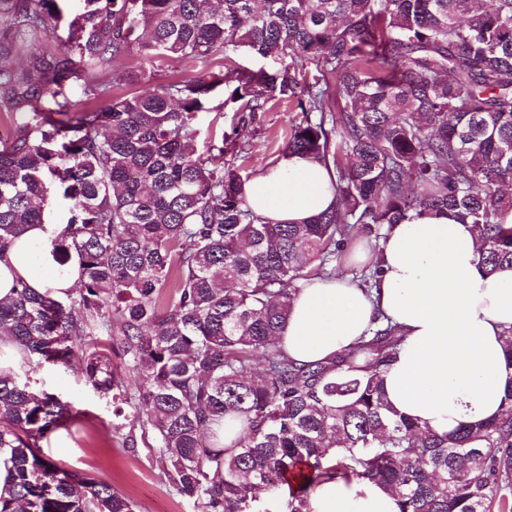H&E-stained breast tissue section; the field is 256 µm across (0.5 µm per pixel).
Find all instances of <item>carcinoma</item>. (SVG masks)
I'll return each mask as SVG.
<instances>
[{"mask_svg":"<svg viewBox=\"0 0 512 512\" xmlns=\"http://www.w3.org/2000/svg\"><path fill=\"white\" fill-rule=\"evenodd\" d=\"M59 2L0 0V250L43 223L60 189L70 218L52 255L79 274L64 303L24 282L0 301V335L29 367L0 374L13 463L0 512H135L40 454L73 417L33 390L44 362L80 364L125 403L114 416L151 438L202 512H307L310 488L331 479L381 483L398 512H492L512 487V389L499 417L441 435L385 398L395 326L327 365L290 359L276 336L349 240L378 241L413 212L471 224L486 273L512 265V0H79L68 40L50 44ZM242 49L265 65L239 64ZM128 56L208 68L120 93L149 81L117 67ZM219 88L239 127L277 102L300 112L285 158L334 168V209L307 224L254 214L224 162L229 136L198 145ZM92 331L122 367L73 344ZM221 423L240 427L228 446Z\"/></svg>","mask_w":512,"mask_h":512,"instance_id":"obj_1","label":"carcinoma"}]
</instances>
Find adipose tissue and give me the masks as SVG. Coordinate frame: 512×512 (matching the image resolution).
<instances>
[{
  "mask_svg": "<svg viewBox=\"0 0 512 512\" xmlns=\"http://www.w3.org/2000/svg\"><path fill=\"white\" fill-rule=\"evenodd\" d=\"M336 173L317 160L292 157L244 187L257 214L280 224H304L332 209ZM58 224H30L0 252V299L16 282L64 294L77 277L35 274L53 265ZM361 261L381 274L371 289L341 277L314 278L296 296L277 343L300 363L325 362L354 349L384 317L403 338L383 375L389 404L441 434L498 417L512 387L506 351L512 346V267L485 274L470 225L427 212L393 225ZM308 512H398L384 486L325 480L310 489Z\"/></svg>",
  "mask_w": 512,
  "mask_h": 512,
  "instance_id": "1",
  "label": "adipose tissue"
}]
</instances>
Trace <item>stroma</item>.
<instances>
[{
	"label": "stroma",
	"mask_w": 512,
	"mask_h": 512,
	"mask_svg": "<svg viewBox=\"0 0 512 512\" xmlns=\"http://www.w3.org/2000/svg\"><path fill=\"white\" fill-rule=\"evenodd\" d=\"M300 113L276 105L238 137L229 151L242 176L255 178L283 160L288 136ZM35 389L73 405L78 416L39 442L43 455L60 467L108 483L133 500L138 512H201L200 505L177 493L164 475L149 438L139 428L119 425L110 400L86 382L79 367L43 364L32 376Z\"/></svg>",
	"instance_id": "35a3bbf8"
}]
</instances>
